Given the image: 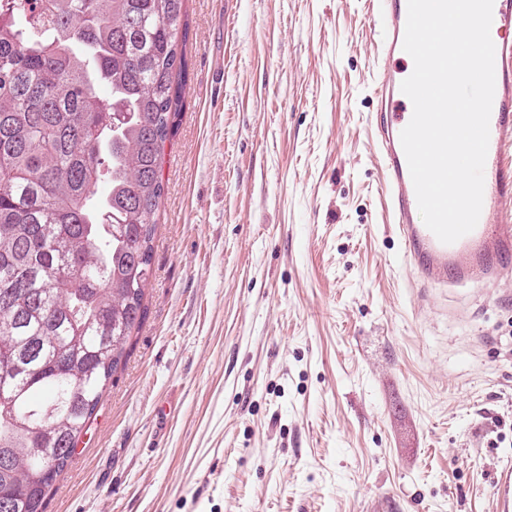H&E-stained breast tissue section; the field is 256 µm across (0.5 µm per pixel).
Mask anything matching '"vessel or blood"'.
<instances>
[{
	"instance_id": "vessel-or-blood-1",
	"label": "vessel or blood",
	"mask_w": 512,
	"mask_h": 512,
	"mask_svg": "<svg viewBox=\"0 0 512 512\" xmlns=\"http://www.w3.org/2000/svg\"><path fill=\"white\" fill-rule=\"evenodd\" d=\"M369 15L379 30L373 96L375 143L384 172L380 202L395 227L406 263L427 286L495 283L512 271V226L502 220L505 206L512 203V43L502 39L495 44V94L479 221L472 232L444 244L421 218L400 141L413 114L410 99L401 91L412 69L395 65L406 56L407 0H369ZM492 28L502 35L512 31V0H494Z\"/></svg>"
}]
</instances>
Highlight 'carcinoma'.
Masks as SVG:
<instances>
[{"label":"carcinoma","mask_w":512,"mask_h":512,"mask_svg":"<svg viewBox=\"0 0 512 512\" xmlns=\"http://www.w3.org/2000/svg\"><path fill=\"white\" fill-rule=\"evenodd\" d=\"M39 2L0 15V512H44L126 365L187 70L185 0Z\"/></svg>","instance_id":"carcinoma-1"}]
</instances>
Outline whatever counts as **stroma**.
Instances as JSON below:
<instances>
[{
  "mask_svg": "<svg viewBox=\"0 0 512 512\" xmlns=\"http://www.w3.org/2000/svg\"><path fill=\"white\" fill-rule=\"evenodd\" d=\"M147 316L45 512H503L512 279L380 204L366 0H185Z\"/></svg>",
  "mask_w": 512,
  "mask_h": 512,
  "instance_id": "1",
  "label": "stroma"
}]
</instances>
